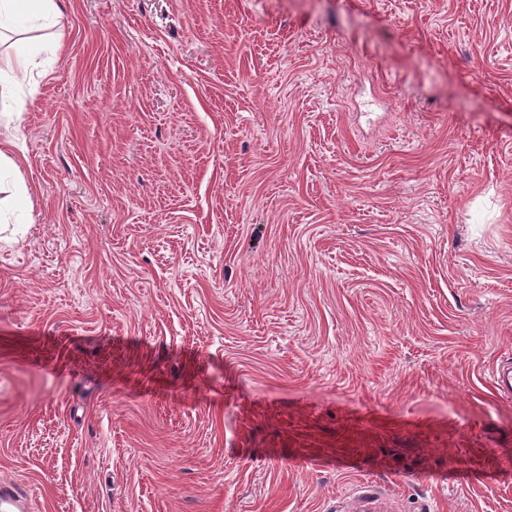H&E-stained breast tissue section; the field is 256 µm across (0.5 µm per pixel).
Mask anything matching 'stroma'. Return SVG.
I'll list each match as a JSON object with an SVG mask.
<instances>
[{
  "mask_svg": "<svg viewBox=\"0 0 512 512\" xmlns=\"http://www.w3.org/2000/svg\"><path fill=\"white\" fill-rule=\"evenodd\" d=\"M58 3L0 77V483L512 512V0Z\"/></svg>",
  "mask_w": 512,
  "mask_h": 512,
  "instance_id": "obj_1",
  "label": "stroma"
}]
</instances>
